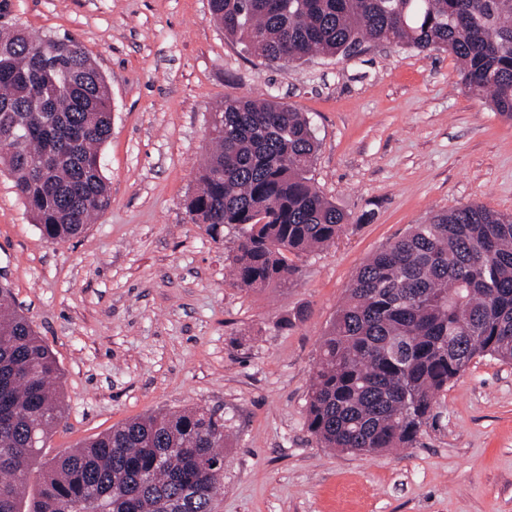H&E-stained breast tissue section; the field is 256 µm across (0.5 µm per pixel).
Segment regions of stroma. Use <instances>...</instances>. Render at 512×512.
I'll use <instances>...</instances> for the list:
<instances>
[{
  "instance_id": "1",
  "label": "stroma",
  "mask_w": 512,
  "mask_h": 512,
  "mask_svg": "<svg viewBox=\"0 0 512 512\" xmlns=\"http://www.w3.org/2000/svg\"><path fill=\"white\" fill-rule=\"evenodd\" d=\"M10 3L31 35L78 39L112 101L109 203L79 237L47 242L0 164V283L61 369L45 456L199 406L231 442L216 512H512V364L475 359L412 448H324L306 423L320 338L366 260L439 210L512 214V121L462 89L454 56L371 43L284 72L225 36L208 0ZM242 96L308 114L309 175L350 217L285 288L233 287L236 230L213 241L184 208L212 110Z\"/></svg>"
}]
</instances>
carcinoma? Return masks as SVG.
<instances>
[{
  "mask_svg": "<svg viewBox=\"0 0 512 512\" xmlns=\"http://www.w3.org/2000/svg\"><path fill=\"white\" fill-rule=\"evenodd\" d=\"M210 19L286 68L365 43L442 51L460 84L512 120V0H209ZM213 151L188 219L227 255L233 286L286 288L291 257L336 240L349 216L308 177L319 142L306 113L226 97L210 115ZM112 134L108 85L69 34L0 27V163L42 235H81L108 202L99 150ZM0 284V512H214L229 447L224 417L193 407L133 418L32 464L64 413L57 361ZM512 363V216L462 204L414 224L359 269L329 330L306 406L323 448H411L440 394L476 358Z\"/></svg>",
  "mask_w": 512,
  "mask_h": 512,
  "instance_id": "obj_1",
  "label": "carcinoma"
}]
</instances>
